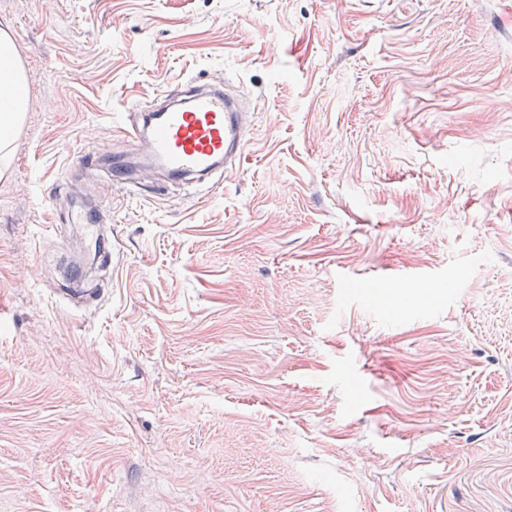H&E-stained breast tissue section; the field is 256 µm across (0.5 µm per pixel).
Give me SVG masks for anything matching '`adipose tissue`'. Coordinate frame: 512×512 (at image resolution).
Listing matches in <instances>:
<instances>
[{"label": "adipose tissue", "mask_w": 512, "mask_h": 512, "mask_svg": "<svg viewBox=\"0 0 512 512\" xmlns=\"http://www.w3.org/2000/svg\"><path fill=\"white\" fill-rule=\"evenodd\" d=\"M0 71L9 72L12 80L0 85V150H5L24 119L26 110L25 90L27 76L23 70L14 43L5 31L0 30Z\"/></svg>", "instance_id": "ef3b65f1"}]
</instances>
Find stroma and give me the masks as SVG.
Segmentation results:
<instances>
[{"label":"stroma","mask_w":512,"mask_h":512,"mask_svg":"<svg viewBox=\"0 0 512 512\" xmlns=\"http://www.w3.org/2000/svg\"><path fill=\"white\" fill-rule=\"evenodd\" d=\"M0 29V512H512V0H0ZM187 78L256 101L243 162L130 195L126 106ZM79 207L112 215L93 281L51 231ZM0 71L11 73L9 84L0 85V150H5L21 125L26 112L25 90L27 76L23 70L14 43L3 30H0Z\"/></svg>","instance_id":"35a3bbf8"}]
</instances>
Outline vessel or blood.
Returning a JSON list of instances; mask_svg holds the SVG:
<instances>
[{
    "instance_id": "b4317fda",
    "label": "vessel or blood",
    "mask_w": 512,
    "mask_h": 512,
    "mask_svg": "<svg viewBox=\"0 0 512 512\" xmlns=\"http://www.w3.org/2000/svg\"><path fill=\"white\" fill-rule=\"evenodd\" d=\"M187 106L134 114L122 133L137 155L178 175L204 176L236 167L245 154L244 102L192 81Z\"/></svg>"
}]
</instances>
